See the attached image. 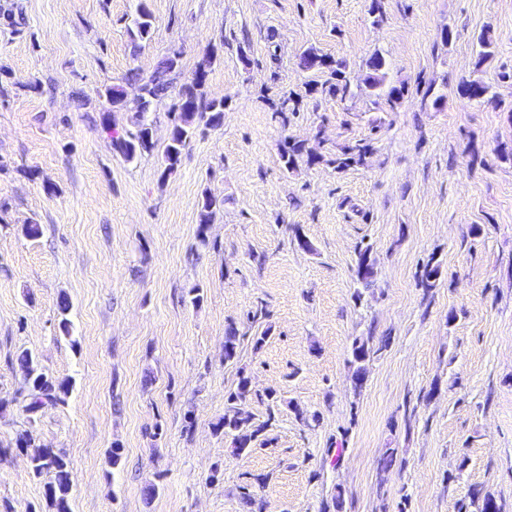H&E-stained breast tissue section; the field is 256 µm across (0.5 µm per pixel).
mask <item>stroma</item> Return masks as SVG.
Listing matches in <instances>:
<instances>
[{"label":"stroma","instance_id":"35a3bbf8","mask_svg":"<svg viewBox=\"0 0 512 512\" xmlns=\"http://www.w3.org/2000/svg\"><path fill=\"white\" fill-rule=\"evenodd\" d=\"M142 1L152 34L137 49ZM8 13L0 512H46L45 480L15 446L28 427L69 460L71 512H244L246 488L264 512H324L339 491L343 512H459L474 488L512 512V0H0ZM310 47L345 62L352 97L322 94L329 70L299 68ZM175 50L178 86L213 53L206 91L226 107L165 177L167 107L153 153L129 163L112 138L134 111L102 128L97 91L135 97L129 74L150 76ZM376 52L388 84L404 89L393 109L377 108L363 83ZM468 81L488 96L459 94ZM361 139L373 146L364 165H329L336 146ZM288 140L317 160L286 166ZM206 190L225 203L204 228ZM28 224L37 236L24 235ZM366 246L375 286L363 292ZM432 258L443 274L426 288ZM231 322L234 362L224 359ZM359 336L390 343L358 390L349 347ZM23 349L72 383L32 425L14 400ZM242 368L256 392L249 411L273 425L236 457L212 426ZM389 448L396 462L383 471ZM149 481L158 493L147 503Z\"/></svg>","mask_w":512,"mask_h":512}]
</instances>
